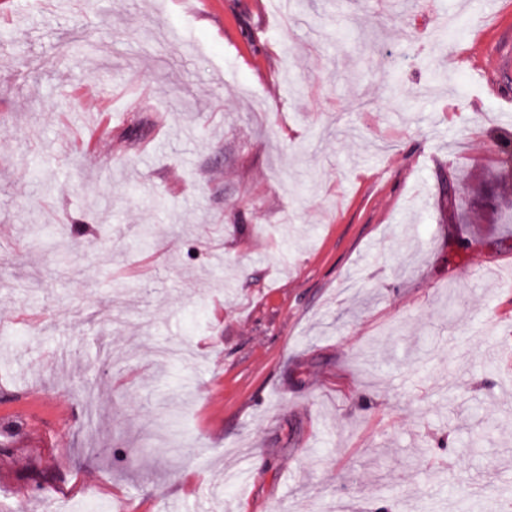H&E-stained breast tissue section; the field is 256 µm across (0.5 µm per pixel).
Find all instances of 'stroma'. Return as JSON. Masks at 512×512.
<instances>
[{
	"label": "stroma",
	"mask_w": 512,
	"mask_h": 512,
	"mask_svg": "<svg viewBox=\"0 0 512 512\" xmlns=\"http://www.w3.org/2000/svg\"><path fill=\"white\" fill-rule=\"evenodd\" d=\"M440 7L0 0V512H512V0Z\"/></svg>",
	"instance_id": "stroma-1"
}]
</instances>
